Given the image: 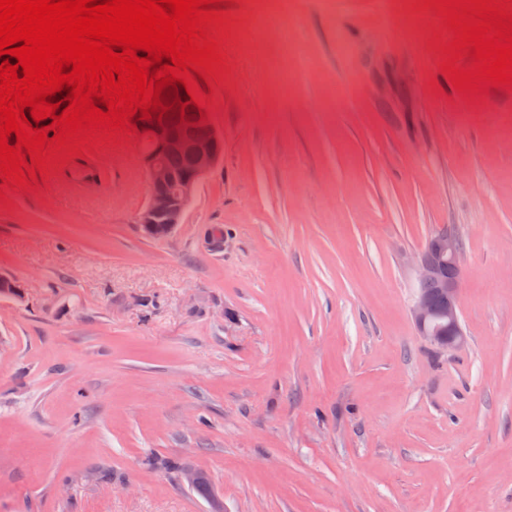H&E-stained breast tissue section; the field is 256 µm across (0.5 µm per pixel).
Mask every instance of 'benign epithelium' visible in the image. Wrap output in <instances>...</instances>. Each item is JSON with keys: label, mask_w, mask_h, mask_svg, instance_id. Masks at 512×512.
Masks as SVG:
<instances>
[{"label": "benign epithelium", "mask_w": 512, "mask_h": 512, "mask_svg": "<svg viewBox=\"0 0 512 512\" xmlns=\"http://www.w3.org/2000/svg\"><path fill=\"white\" fill-rule=\"evenodd\" d=\"M170 112L180 105L194 112V125L188 129H174L168 124L169 112L156 110L151 119H140L136 114L132 123L138 135L149 138L151 146L140 151L141 166L149 185V200L137 215L150 237H164L183 222L186 207L202 178L214 167L224 150L222 135L213 123V113L199 109L187 99L184 87L162 92ZM170 156H184L190 160L187 171L177 174L167 165ZM461 240L454 228L445 227L432 235L426 248L414 260L417 284L433 287L434 293L445 302L438 308L429 294L415 293L410 314L420 336L438 353L446 354L465 348L467 337L460 321Z\"/></svg>", "instance_id": "benign-epithelium-1"}]
</instances>
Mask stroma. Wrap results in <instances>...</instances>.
<instances>
[{
  "mask_svg": "<svg viewBox=\"0 0 512 512\" xmlns=\"http://www.w3.org/2000/svg\"><path fill=\"white\" fill-rule=\"evenodd\" d=\"M261 2L171 235L136 222L134 136L7 190L0 512H512V86L457 91L409 0ZM448 225L468 344L441 357L409 260Z\"/></svg>",
  "mask_w": 512,
  "mask_h": 512,
  "instance_id": "1",
  "label": "stroma"
}]
</instances>
